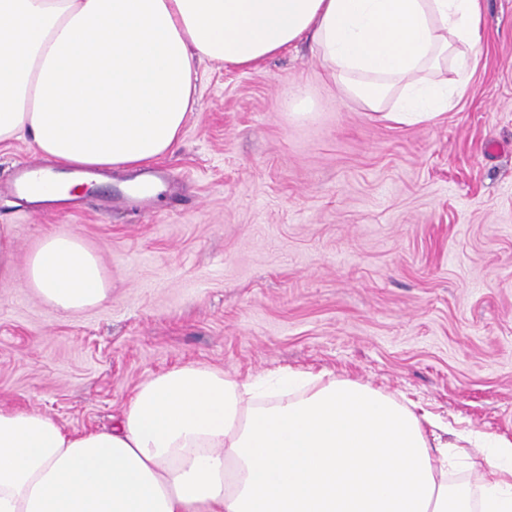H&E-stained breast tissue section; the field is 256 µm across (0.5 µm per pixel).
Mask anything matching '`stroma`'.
<instances>
[{
    "instance_id": "35a3bbf8",
    "label": "stroma",
    "mask_w": 512,
    "mask_h": 512,
    "mask_svg": "<svg viewBox=\"0 0 512 512\" xmlns=\"http://www.w3.org/2000/svg\"><path fill=\"white\" fill-rule=\"evenodd\" d=\"M482 5L466 88L417 124L344 97L305 41L249 71L200 62L198 103L159 161L176 187L144 216L96 197L34 214L8 185L35 151L1 145L16 271L0 283V407L82 432L186 362L290 367L512 438V0ZM73 229L112 300L64 315L24 275L45 235Z\"/></svg>"
}]
</instances>
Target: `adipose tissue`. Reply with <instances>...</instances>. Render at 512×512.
<instances>
[{"mask_svg": "<svg viewBox=\"0 0 512 512\" xmlns=\"http://www.w3.org/2000/svg\"><path fill=\"white\" fill-rule=\"evenodd\" d=\"M305 38L346 97L413 124L469 80L481 0H0V144L69 168L155 161L197 105L198 62L249 70ZM26 285L65 314L112 295L74 231L42 238ZM447 431L351 379L188 363L107 430L0 408V512H512V439Z\"/></svg>", "mask_w": 512, "mask_h": 512, "instance_id": "adipose-tissue-1", "label": "adipose tissue"}]
</instances>
